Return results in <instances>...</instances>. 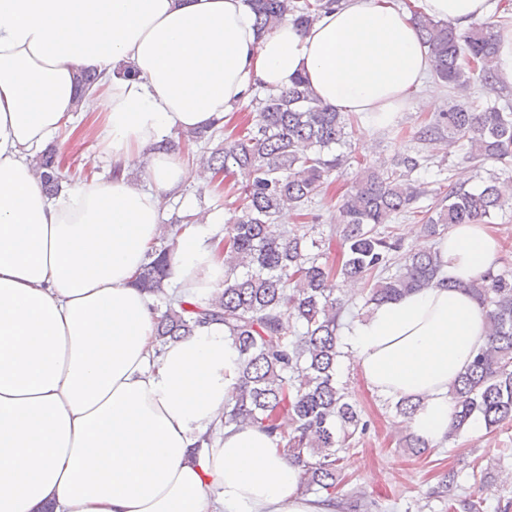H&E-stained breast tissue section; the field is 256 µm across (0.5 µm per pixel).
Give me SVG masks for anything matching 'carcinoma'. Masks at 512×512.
<instances>
[{"mask_svg":"<svg viewBox=\"0 0 512 512\" xmlns=\"http://www.w3.org/2000/svg\"><path fill=\"white\" fill-rule=\"evenodd\" d=\"M341 0H248L259 31L287 18L304 28ZM411 22L434 59V77L454 94L448 109L421 127L420 144L388 168L363 167L337 208L326 241L339 237L341 263L327 261L317 224L277 223L283 206L308 218L306 204L327 191L332 172L347 162L332 149L354 134L360 117L339 112L317 99L305 80L268 93L258 101L251 127L217 140L221 128L179 135L183 142L205 144L199 177L239 171L246 184L224 228V282L191 308L168 291L170 257L182 226L166 229L152 246L138 285L157 301L156 336L160 343L190 336L200 326L222 324L241 356L238 388L224 424H253L278 438L288 457L303 468L302 488L335 497L342 481L341 453L364 436L370 423L350 392L336 380L345 356L340 331L350 313L339 284L360 285L363 307L394 300L431 286L442 260L435 248H408L391 230L400 216L421 222L423 236L438 242L455 224H487L506 200L497 178L470 191L461 184L434 190L436 204L426 212L414 203L427 190L412 174L433 160L442 142L467 146L461 163L512 167V112L477 101L472 89L496 90L497 26L467 28L414 12ZM44 190L58 194L63 179L57 150L45 148L34 160ZM465 291L488 321L484 347L451 390L453 405L448 441L468 435L478 415L486 431L512 427V269L490 266ZM293 425L281 433L280 422ZM376 504L357 491L346 512H371Z\"/></svg>","mask_w":512,"mask_h":512,"instance_id":"1","label":"carcinoma"}]
</instances>
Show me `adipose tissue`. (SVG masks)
I'll return each mask as SVG.
<instances>
[{
    "mask_svg": "<svg viewBox=\"0 0 512 512\" xmlns=\"http://www.w3.org/2000/svg\"><path fill=\"white\" fill-rule=\"evenodd\" d=\"M424 15L487 21L491 0H415ZM100 88L77 95L80 69ZM432 62L394 0H344L311 27L259 33L247 0H0V512H336L254 425L224 426L240 357L222 325L159 345L136 276L192 163L161 147L223 123L256 88L295 77L341 112L389 122ZM105 129L91 178L45 193L32 170L74 112ZM112 172L100 174L103 158ZM145 158V183L131 180ZM445 284L374 307L343 338L368 389L448 431L449 388L486 341L464 283L494 260L484 224L441 239ZM170 279L187 296L224 280L201 225L176 238Z\"/></svg>",
    "mask_w": 512,
    "mask_h": 512,
    "instance_id": "obj_1",
    "label": "adipose tissue"
}]
</instances>
